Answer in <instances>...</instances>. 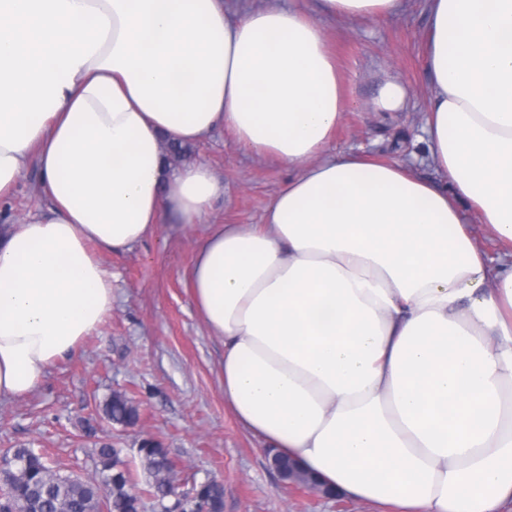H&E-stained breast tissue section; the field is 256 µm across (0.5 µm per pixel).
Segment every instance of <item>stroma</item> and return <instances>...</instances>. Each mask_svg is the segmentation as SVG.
I'll return each instance as SVG.
<instances>
[{
  "instance_id": "35a3bbf8",
  "label": "stroma",
  "mask_w": 512,
  "mask_h": 512,
  "mask_svg": "<svg viewBox=\"0 0 512 512\" xmlns=\"http://www.w3.org/2000/svg\"><path fill=\"white\" fill-rule=\"evenodd\" d=\"M427 20L425 0H406L403 12L378 21L322 18L348 102L330 153L362 151L433 176L421 140L429 110L422 55ZM391 78L409 89L405 111L375 105L377 88ZM191 159L223 177V206L194 229L166 218L132 249L97 251L112 276V310L35 393L0 401V451L32 448L60 473L89 478L95 448L108 443L121 449L143 489L137 448L151 438L180 468L181 490L205 479L222 484L223 512H377L359 501L296 497L283 485L264 443L240 426L224 400V346L208 332L189 287L195 240L207 224L261 223L292 169L248 153L224 130L194 145ZM44 204L39 177L27 169L6 207L8 220L20 222ZM115 392L137 405L136 426L105 419L104 405Z\"/></svg>"
}]
</instances>
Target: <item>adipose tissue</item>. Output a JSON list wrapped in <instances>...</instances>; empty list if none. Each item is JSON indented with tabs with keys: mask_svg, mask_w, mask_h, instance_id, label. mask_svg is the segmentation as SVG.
<instances>
[{
	"mask_svg": "<svg viewBox=\"0 0 512 512\" xmlns=\"http://www.w3.org/2000/svg\"><path fill=\"white\" fill-rule=\"evenodd\" d=\"M224 0H0V205L28 164L48 204L0 226V401L32 393L112 309L94 249L224 202L162 142L231 133L294 169L261 224H216L190 271L239 424L381 512L512 505V0H427L437 179L327 147L346 110L320 16Z\"/></svg>",
	"mask_w": 512,
	"mask_h": 512,
	"instance_id": "1",
	"label": "adipose tissue"
}]
</instances>
